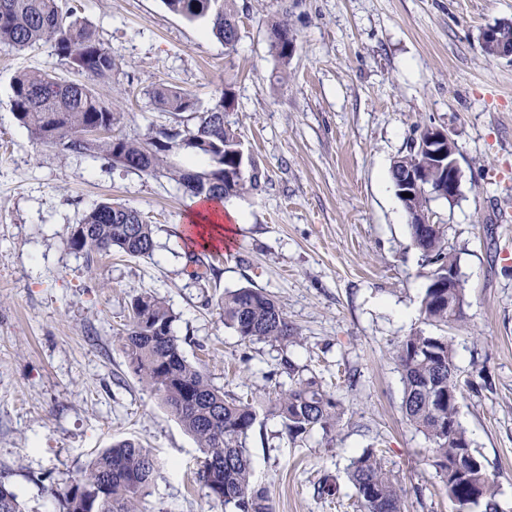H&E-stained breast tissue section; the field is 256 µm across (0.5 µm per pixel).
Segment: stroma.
I'll use <instances>...</instances> for the list:
<instances>
[{"label":"stroma","instance_id":"35a3bbf8","mask_svg":"<svg viewBox=\"0 0 512 512\" xmlns=\"http://www.w3.org/2000/svg\"><path fill=\"white\" fill-rule=\"evenodd\" d=\"M72 2L119 64L95 87L120 114L116 133L143 137L164 123L155 87L183 89L204 108L231 88L224 120L264 184L225 201L239 216L233 246L196 278L206 251L186 238L198 202L166 178L34 141L12 109L14 76L78 74L51 45H0V477L23 512H56L52 490L127 438L159 463L143 512H225L196 480L200 448L117 341L143 292L173 309L185 357L215 386L264 397L285 354L338 382L348 411L334 438L291 441L272 418L250 434L253 478L273 512H353L347 468L368 448L399 476L402 512H455L427 439L403 415L393 360L397 342L424 326L430 267L388 180L419 125L456 142L461 193L430 204L466 287L463 317L444 333L460 380L473 383L459 421L512 512V223L497 220L512 199V61L479 44L485 27L512 22V0H235L231 50L162 0ZM278 19L296 36L285 64L268 48ZM103 200L149 217L152 256L115 253L90 267L70 248L71 225ZM245 286L277 297L302 345L284 353L225 326L222 295ZM326 475L335 497L314 492Z\"/></svg>","mask_w":512,"mask_h":512}]
</instances>
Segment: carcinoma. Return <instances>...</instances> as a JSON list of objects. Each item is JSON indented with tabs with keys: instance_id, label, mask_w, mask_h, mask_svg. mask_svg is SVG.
I'll list each match as a JSON object with an SVG mask.
<instances>
[{
	"instance_id": "carcinoma-1",
	"label": "carcinoma",
	"mask_w": 512,
	"mask_h": 512,
	"mask_svg": "<svg viewBox=\"0 0 512 512\" xmlns=\"http://www.w3.org/2000/svg\"><path fill=\"white\" fill-rule=\"evenodd\" d=\"M167 9L190 21L206 22L212 34L228 48L224 21L238 19L235 0H163ZM288 24L270 25V52L281 62L290 59L282 34ZM49 43L63 64L84 76L66 80L46 72L22 71L14 78L11 102L17 120L33 139L65 155H104L116 165L146 176H162L185 194L209 200H228L262 190V172L253 159L229 189L210 183L222 168L238 166L239 134L224 123V107L232 106L230 90L202 110L188 92L159 86L150 93L155 108L167 121L148 136L114 133L117 113L101 100L93 84L112 79L115 58L96 31L59 0H0V44L24 51ZM410 140L391 167L397 171L413 162L424 174L426 191L419 210H429L437 192L436 159ZM184 154L202 158L195 168L180 162ZM411 238L433 269L420 301L428 325L456 323L465 301V286L448 287V271L457 258L448 246L445 225L410 224ZM70 247L91 265L117 248L128 256L150 257L156 247L154 225L143 214L123 204L100 202L72 225ZM224 325L243 341L274 343L287 349L302 345L297 328L270 293L241 287L224 293L220 302ZM177 316L161 299L141 293L130 303L129 325L118 337L128 365L178 420L201 448L204 459L198 480L207 497L233 512H271L268 492L252 479V461L246 440L260 416L278 419L292 441L315 431L327 438L346 414L343 400L327 389L315 374L306 375L289 357L282 359L288 382L267 399H243L215 386L182 353L174 323ZM393 358L402 374V409L407 421L431 443L430 465L440 478L457 512H501L498 484L458 419L464 387L457 375L451 339L423 330L403 337ZM156 463L150 451L134 439L104 449L84 467L81 476L62 491H52L59 512H142ZM358 512H401L399 479L372 450L354 457L349 470ZM0 512H21L15 493L0 481Z\"/></svg>"
}]
</instances>
